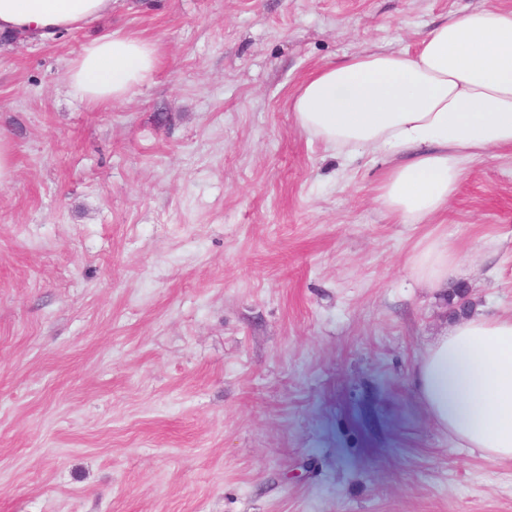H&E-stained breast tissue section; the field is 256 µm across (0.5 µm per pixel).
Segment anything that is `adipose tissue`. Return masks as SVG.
Here are the masks:
<instances>
[{
    "label": "adipose tissue",
    "instance_id": "adipose-tissue-1",
    "mask_svg": "<svg viewBox=\"0 0 512 512\" xmlns=\"http://www.w3.org/2000/svg\"><path fill=\"white\" fill-rule=\"evenodd\" d=\"M114 0H0V32L50 41L111 14ZM155 44L115 30L86 44L67 76L92 106L151 82ZM292 110L298 126L345 157L389 159L377 200L404 224L442 212L469 162L512 149V10L481 7L432 27L412 52L375 51L315 69ZM437 288L459 262L447 236L410 259ZM415 383L433 422L465 447L512 462V315L472 313L422 354Z\"/></svg>",
    "mask_w": 512,
    "mask_h": 512
}]
</instances>
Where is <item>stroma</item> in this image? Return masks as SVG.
I'll list each match as a JSON object with an SVG mask.
<instances>
[{
  "label": "stroma",
  "instance_id": "1",
  "mask_svg": "<svg viewBox=\"0 0 512 512\" xmlns=\"http://www.w3.org/2000/svg\"><path fill=\"white\" fill-rule=\"evenodd\" d=\"M512 0H115L0 48V512H512V463L463 447L413 382L450 288L408 259L444 234L473 307L512 313V151L443 213L376 200L384 159L296 124L315 68L415 50ZM153 42L121 105L69 62ZM155 44L114 30L86 44L67 76L73 91L91 106L116 105L148 84L158 69ZM15 174L13 152L8 137L0 135V186L9 185Z\"/></svg>",
  "mask_w": 512,
  "mask_h": 512
}]
</instances>
